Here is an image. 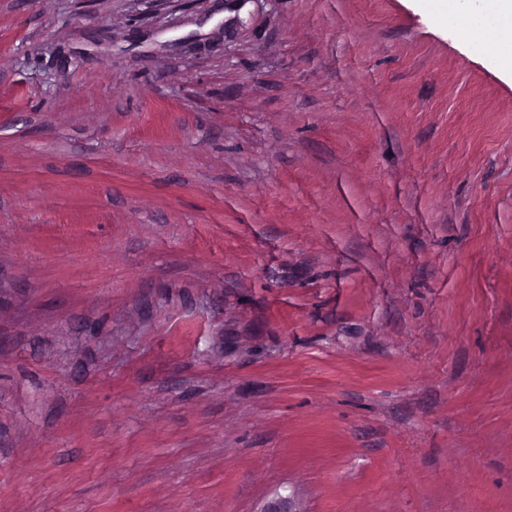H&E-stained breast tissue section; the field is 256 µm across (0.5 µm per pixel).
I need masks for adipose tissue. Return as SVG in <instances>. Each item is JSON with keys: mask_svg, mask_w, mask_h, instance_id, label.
I'll use <instances>...</instances> for the list:
<instances>
[{"mask_svg": "<svg viewBox=\"0 0 512 512\" xmlns=\"http://www.w3.org/2000/svg\"><path fill=\"white\" fill-rule=\"evenodd\" d=\"M449 21H461V35L483 56L512 46V0H447Z\"/></svg>", "mask_w": 512, "mask_h": 512, "instance_id": "adipose-tissue-1", "label": "adipose tissue"}]
</instances>
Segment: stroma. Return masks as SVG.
Segmentation results:
<instances>
[{
  "instance_id": "35a3bbf8",
  "label": "stroma",
  "mask_w": 512,
  "mask_h": 512,
  "mask_svg": "<svg viewBox=\"0 0 512 512\" xmlns=\"http://www.w3.org/2000/svg\"><path fill=\"white\" fill-rule=\"evenodd\" d=\"M281 499L512 512V74L437 0H0V512Z\"/></svg>"
}]
</instances>
